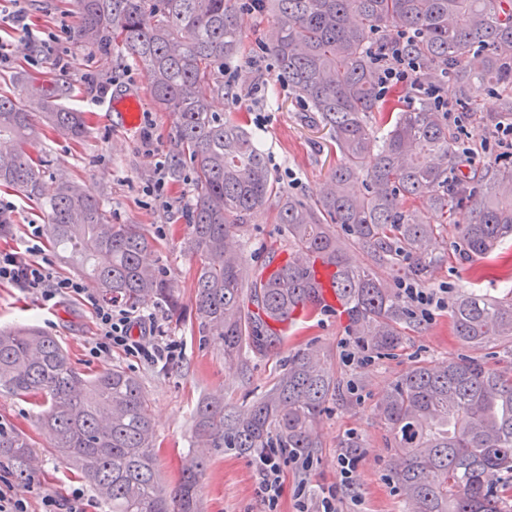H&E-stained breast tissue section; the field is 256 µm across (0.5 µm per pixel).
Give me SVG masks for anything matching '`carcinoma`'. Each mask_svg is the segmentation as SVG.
I'll return each instance as SVG.
<instances>
[{"label": "carcinoma", "instance_id": "carcinoma-1", "mask_svg": "<svg viewBox=\"0 0 512 512\" xmlns=\"http://www.w3.org/2000/svg\"><path fill=\"white\" fill-rule=\"evenodd\" d=\"M74 2L78 39L104 51L121 43L142 66L154 104L174 116L173 172L186 158L196 183L188 223L199 255L196 308L203 332L224 344L225 363L242 368L250 353L281 349L268 321L289 320L296 307L315 302L309 263L316 258L336 267L353 347L383 355L415 326L384 270L426 281L443 262L430 246L447 224L466 257L512 242V155L481 172L430 99L403 110L381 97L370 43L392 24L417 32L420 80L450 78L457 105L494 129L512 121V0H266L274 15L268 49L288 86L328 127L340 159L315 201L281 197L288 262L250 281L235 232L267 205L276 185L252 133L211 109L212 96L224 92V61L243 46L235 0ZM353 13L362 25L350 24ZM500 88L511 90L501 110L480 111V93ZM375 112L387 127L380 137L367 121ZM85 127V113L48 97L0 94V184L44 196L22 145L46 128L77 139ZM46 208L51 244L103 300L134 310L155 298L178 314L156 241L142 225L112 223L100 199L69 179L57 180ZM355 247L372 263L353 264ZM451 320L465 346L512 343V292L494 299L463 292ZM325 359L316 346L298 349L250 402L229 411L221 400L202 402L196 446L256 457L269 448L309 454L338 385ZM0 390L31 401L49 447L75 464L112 512H199L205 464L192 457L176 485H162L148 398L131 373L113 367L83 377L55 337L29 325L0 328ZM377 411L408 512H512V362H418L391 383ZM32 455L28 439L0 421V456L22 485Z\"/></svg>", "mask_w": 512, "mask_h": 512}]
</instances>
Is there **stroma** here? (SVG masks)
Returning <instances> with one entry per match:
<instances>
[{
  "label": "stroma",
  "mask_w": 512,
  "mask_h": 512,
  "mask_svg": "<svg viewBox=\"0 0 512 512\" xmlns=\"http://www.w3.org/2000/svg\"><path fill=\"white\" fill-rule=\"evenodd\" d=\"M273 16L267 12L240 9L238 25L243 54L236 60L241 80L233 90L212 100L213 111L239 118L260 140L270 174L280 195L303 201L316 200L339 159L329 131L319 123L307 103L296 98L280 72L275 57L266 48ZM14 61L0 69V91L25 96L27 86L15 84L16 72H24L28 86L84 112L87 130L77 140L45 133L29 143L33 158H45L42 178L45 189L66 177L86 185L99 195L113 223L145 226L160 244L162 263L181 305L179 316L168 313L164 304L150 300L139 314H153L155 323L168 338L185 347L181 359L161 368L123 350L100 358L91 357L89 344L97 333L89 306L80 299L63 298L54 310L40 309L32 295L14 288H0V326L35 325L56 336L66 348L76 371L94 375L118 366L135 375L148 398L156 439L157 468L166 486L177 483L191 445V426L198 402L205 397L223 398L225 404L241 405L253 392L266 389L283 369L287 352L315 344L327 354L326 368L340 384L335 400L317 424L319 446L308 457L289 464L279 512H295L297 499H304L316 512L320 485L341 481L336 458L349 441L357 457L353 484L342 495L339 512H402L401 496L390 475L391 450L376 403L384 389L411 365L420 361L441 362L469 353L453 334L449 310H434L430 318L417 319L402 346L386 356L354 352L343 312L328 308L301 317L285 329L282 350L249 356L246 369L224 362L223 344L200 332L192 280L197 256L187 248L188 214L196 194L190 163H183L179 176H166L163 195L152 191L157 163L171 165L174 154L173 117L152 102L147 77L141 65L121 50L103 52L97 45L73 37L60 38L54 54L36 52L22 36L13 40ZM140 90L142 116L134 130L117 126L106 102L115 89ZM151 133L152 147L144 149L142 137ZM15 203L9 217L8 234L0 246L19 243L28 224H46L43 201L24 197L0 186V199ZM278 197L255 213L238 230L247 259V272L265 270L268 256L283 257L288 245L277 222ZM453 227H444L437 243L444 261L426 282L430 288H447L449 297L474 290L486 297L502 296L512 288V264L496 255L460 257ZM486 366L498 367L512 360V344L497 342L471 351ZM0 420L25 434L34 446V466L28 483L59 499L69 498L74 489L83 492L84 512H111L90 483L66 464L52 449L39 429L28 401L0 393ZM206 461L200 492L201 512H262L257 496L258 479L249 457L221 448L196 451ZM302 497H295L297 486Z\"/></svg>",
  "instance_id": "35a3bbf8"
}]
</instances>
